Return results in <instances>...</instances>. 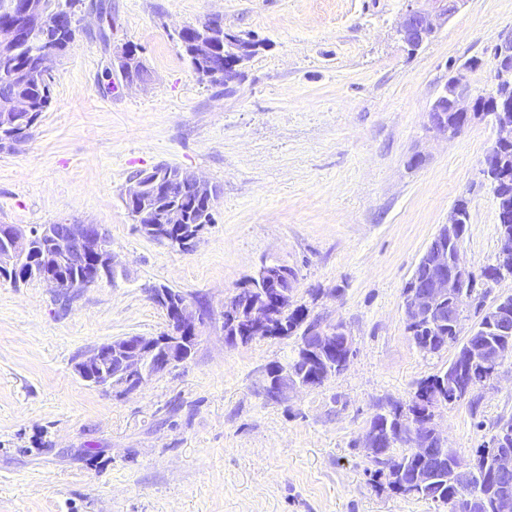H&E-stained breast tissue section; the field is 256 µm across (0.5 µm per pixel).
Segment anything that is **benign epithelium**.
I'll use <instances>...</instances> for the list:
<instances>
[{
    "mask_svg": "<svg viewBox=\"0 0 512 512\" xmlns=\"http://www.w3.org/2000/svg\"><path fill=\"white\" fill-rule=\"evenodd\" d=\"M398 24L401 40L417 50L428 42L467 0H413ZM28 16L25 28L7 25L0 27V53H5L21 38H32L44 27L42 5L36 0L26 4ZM224 70L212 72L215 78L224 79L228 88L239 76V65L251 57L256 44L243 42L234 35H224ZM59 55L56 46L45 47L40 56L39 70L45 80ZM140 61L138 49L123 44L112 52V64L120 66L129 57ZM491 117L496 131L493 147L485 155L483 172L494 181L495 170L508 167L503 156L505 147L512 145V32L497 45L492 57L491 88L481 96L471 92L470 85L459 74L451 75L441 88L428 111L427 129L434 137L450 140L456 138L468 124L479 117ZM161 168L140 171L130 178L123 197L134 223L138 228L174 244L178 250H191L206 224H194L191 229L176 237L167 234L169 226L184 221L177 208L156 212L145 205L150 191L165 185L160 177ZM177 182L189 183L198 196L206 198L207 211H213L217 196L211 192L209 180L185 169L177 170ZM462 213L454 208L448 214V223L439 226L436 236L439 246L423 254L403 292V314L411 335L424 331L430 333L425 349L438 350L448 347V335L444 328L455 329L461 322L464 298L474 274L460 255ZM68 231L54 236L52 253L46 259L40 281L54 288L59 294H71L97 285L103 275L117 276L119 263L107 243L104 232L95 224H69ZM27 232L18 225L0 227V269L14 267L26 256ZM88 268L84 279L69 283L67 270ZM512 278V227L505 224L499 233V249L493 279ZM260 283L262 292L241 305L238 295L224 299L221 309L214 310L201 298L189 300L172 297L163 288L151 290V298L168 317V329L159 336H127L119 341L102 343L92 349L75 365L76 374L95 386L120 387L125 392L144 386L152 377L182 362L186 348L196 347L203 329L218 321L224 338L231 346L246 345L252 339L288 337V325L282 321L283 313L293 306L296 277L289 268L276 264H263L249 284ZM480 321L483 328L492 329L496 324L512 326V295H503L482 310ZM341 343L342 348L353 355L354 338L343 322L330 325H310L296 349V354L320 350L330 340ZM508 337L494 342L483 339L470 341L459 348L455 356V368L448 371L438 383V393L424 406L405 404L386 412L388 421L371 422L362 440L365 455L380 467V476L389 486L401 488L406 494L428 493L435 486L437 473L448 470V480L458 489H465L455 500L458 512H512V434L504 431L499 444L491 449L485 460L465 463L444 446V440L435 423V410L445 404L450 393L462 399L470 393L472 380L468 369L476 366L496 376L503 360L502 347ZM349 363L322 361L316 367L318 378L324 382L342 371ZM298 388L293 383L291 370L283 364L275 373L267 375L266 392L271 399L286 398L288 391ZM400 444L414 448V478L401 480L402 469L394 466L382 453L386 444ZM492 474L498 482V493L489 501L472 492L486 474Z\"/></svg>",
    "mask_w": 512,
    "mask_h": 512,
    "instance_id": "benign-epithelium-1",
    "label": "benign epithelium"
}]
</instances>
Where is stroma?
I'll use <instances>...</instances> for the list:
<instances>
[{"mask_svg": "<svg viewBox=\"0 0 512 512\" xmlns=\"http://www.w3.org/2000/svg\"><path fill=\"white\" fill-rule=\"evenodd\" d=\"M407 0H82L73 44L52 68L32 138L0 151V224L81 222L105 232L124 276L57 296L0 282V512H448L391 491L358 443L372 417L409 402L455 347L414 345L403 291L459 200L460 242L479 277L462 327L512 294L482 280L499 245L482 174L496 134L474 119L454 139L427 131L448 76L474 93L512 32V0H467L419 50L397 34ZM217 17L259 48L231 87L193 70L183 26ZM138 46L147 81L128 83L112 50ZM420 164H413L414 156ZM178 166L220 188L189 253L142 235L129 177ZM296 276L310 318L345 322L355 351L318 387L275 402L265 369L300 339L228 345L208 326L192 358L126 393L83 381L76 363L104 342L166 331L151 287L220 308L261 263ZM453 451L475 460L512 421V356L494 381L440 407Z\"/></svg>", "mask_w": 512, "mask_h": 512, "instance_id": "obj_1", "label": "stroma"}]
</instances>
